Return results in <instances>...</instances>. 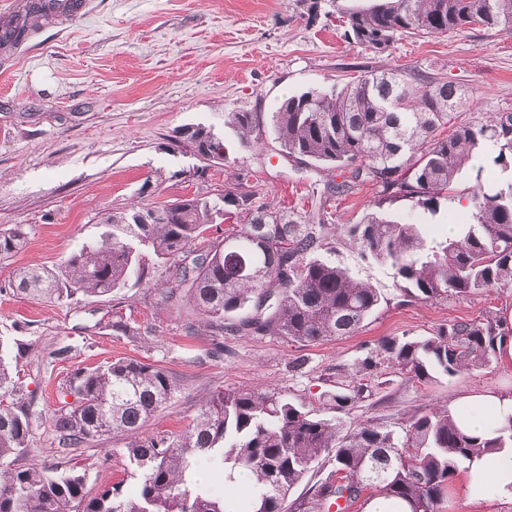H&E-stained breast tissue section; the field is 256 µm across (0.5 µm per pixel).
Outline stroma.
I'll use <instances>...</instances> for the list:
<instances>
[{"label": "stroma", "mask_w": 512, "mask_h": 512, "mask_svg": "<svg viewBox=\"0 0 512 512\" xmlns=\"http://www.w3.org/2000/svg\"><path fill=\"white\" fill-rule=\"evenodd\" d=\"M370 0H84L83 7L45 25L0 56V228L21 226L26 246L0 263V335L27 343L19 365L34 409L51 413L75 369L118 358L161 365L181 382L174 402L146 432L184 433L214 393L234 388L276 390L340 430L376 418L402 430L408 418L450 405L465 391L512 388V365L493 361L459 377L424 383L387 362L359 375L357 365L387 337H425L459 320L512 312V288L438 302L403 300L390 266L370 262L345 242L335 259L379 288L386 303L356 335L301 346L271 334H189L187 310L164 288H139L126 303L81 295L53 304L13 293L16 265L52 266L101 230L103 213L194 194L232 192L266 198L288 211L327 209L333 224H355L374 211L369 186L321 202L312 187L336 174L288 157L273 140L242 144L224 127L226 112L272 111L283 98L330 89L366 70L398 65L471 91L464 120L512 110V30L471 29L448 36L401 37L384 51L346 40L339 9ZM214 127L224 136L227 165L204 166L179 137L183 127ZM245 169L243 181L234 171ZM401 221L443 235L468 222L457 197L437 213L387 204ZM139 328L119 336L115 316ZM304 359L293 369L294 359ZM353 386L354 405L329 410L324 395ZM37 458L69 462L89 488L122 483L133 492L121 436L95 448H59L51 429L31 438Z\"/></svg>", "instance_id": "35a3bbf8"}]
</instances>
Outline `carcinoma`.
<instances>
[{"label": "carcinoma", "instance_id": "cac0c4a2", "mask_svg": "<svg viewBox=\"0 0 512 512\" xmlns=\"http://www.w3.org/2000/svg\"><path fill=\"white\" fill-rule=\"evenodd\" d=\"M72 7V0H29L0 28V51L27 40L51 12ZM344 24V36L385 50L405 34L512 29V0H373L346 10ZM473 106L462 89L399 66L359 75L338 90L296 93L272 112L234 110L225 114L224 126L246 144H262L270 134L285 154L338 171L341 181L320 193L327 201L369 185L382 203L404 200L434 214L482 147L498 150L494 163L502 171L512 169V112L457 121ZM183 140L204 163L228 161L224 136L211 127L187 126ZM481 176L479 168L475 185L459 191L472 221L454 237L430 241L420 225L380 212L338 228L321 215L303 217L271 202L197 194L108 213L98 238L51 269L15 268L12 285L41 301L105 297L124 288L161 287L152 272L162 267L197 317L189 333L201 328L221 336L224 321L234 318L236 332L313 345L353 335L385 302L383 292L331 258L338 236L363 258L389 265L405 298L440 301L512 286V178L486 184ZM230 206L238 210L240 229L191 248L208 225L231 214ZM25 244L21 228L0 229V261ZM504 336L497 317L456 321L422 339H383L361 369L373 368L379 356L420 382L435 373L453 378L488 365ZM23 348L0 338V512H232L224 492L193 480L208 465L219 468L225 482H251L248 512H330L341 498L351 509L366 493L402 501L410 512H439L458 463L512 446V423L483 440L463 432L449 408L413 416L402 437L373 418L341 434L333 420L258 387L217 392L176 439L148 434L145 423L174 401L180 384L158 364L118 358L75 370L62 389L74 401L48 416L67 448L127 437L136 493L125 495L119 482L94 493L85 475L60 462L20 464L30 456L34 427L43 423L31 410L33 397L12 354ZM328 456L334 470L310 495L286 503Z\"/></svg>", "mask_w": 512, "mask_h": 512}]
</instances>
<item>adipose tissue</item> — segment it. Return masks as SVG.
Instances as JSON below:
<instances>
[{"label":"adipose tissue","mask_w":512,"mask_h":512,"mask_svg":"<svg viewBox=\"0 0 512 512\" xmlns=\"http://www.w3.org/2000/svg\"><path fill=\"white\" fill-rule=\"evenodd\" d=\"M452 411L459 428L491 439L512 422V391H486L457 397ZM470 502L512 503V448H501L473 459L462 473Z\"/></svg>","instance_id":"ef3b65f1"}]
</instances>
